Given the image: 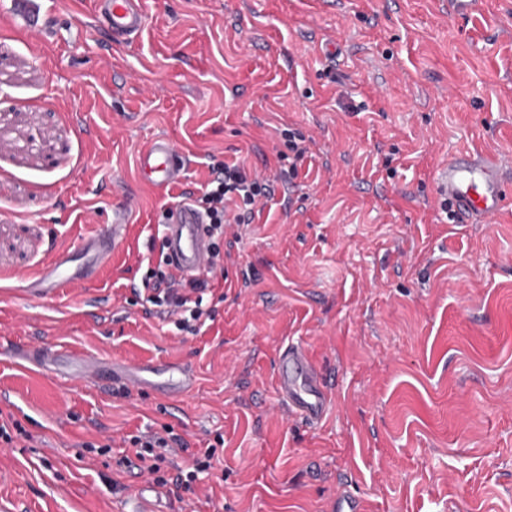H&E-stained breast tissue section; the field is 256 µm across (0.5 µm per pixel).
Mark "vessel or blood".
Returning <instances> with one entry per match:
<instances>
[{"label": "vessel or blood", "instance_id": "vessel-or-blood-1", "mask_svg": "<svg viewBox=\"0 0 512 512\" xmlns=\"http://www.w3.org/2000/svg\"><path fill=\"white\" fill-rule=\"evenodd\" d=\"M14 18L21 21L33 38H41L40 0H7ZM94 16L114 40L133 42L147 24L144 0H94ZM512 164L507 155L464 151L449 155L436 168L435 196L447 201L457 221L463 224L490 223L501 211L512 186L502 179ZM138 170L145 181L165 189L180 188L184 196L177 206L176 223L166 225L164 238L169 270L176 278H194L209 270L211 241L200 214L188 204L192 191L185 179L186 159L171 139L153 138L139 153ZM126 212L118 210L111 223L96 225L92 234L82 237L77 251L58 253L45 265L36 280L29 283L30 293L46 297L80 284L86 278L87 265L102 269L112 263L122 249L126 234ZM24 357L35 367L52 371L61 361L77 368L79 381L97 385L120 384L131 390L154 385L157 376H166L165 395L178 397L193 385L191 369L182 363L160 367L149 361L118 360L103 363L79 353L62 355L39 346L29 347ZM276 387L289 416L309 423L319 422L326 412L329 391L321 368L300 347H288L280 355Z\"/></svg>", "mask_w": 512, "mask_h": 512}]
</instances>
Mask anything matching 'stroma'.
Wrapping results in <instances>:
<instances>
[{"label": "stroma", "mask_w": 512, "mask_h": 512, "mask_svg": "<svg viewBox=\"0 0 512 512\" xmlns=\"http://www.w3.org/2000/svg\"><path fill=\"white\" fill-rule=\"evenodd\" d=\"M31 44L0 12V512H125L151 478L117 468L124 437L170 428L190 489L162 512H512V198L490 224L433 203L442 159L512 156V0H147L126 46L91 24L92 0H56ZM303 134L280 178L283 130ZM171 138L201 193L240 160L273 194L224 238L200 331L144 313L141 282L179 192L141 180L140 150ZM135 205L127 245L89 284L25 286L81 235ZM40 343L96 358L184 362L177 398L25 368ZM326 372L311 426L275 386L282 348ZM111 447H103L104 439Z\"/></svg>", "instance_id": "stroma-1"}]
</instances>
